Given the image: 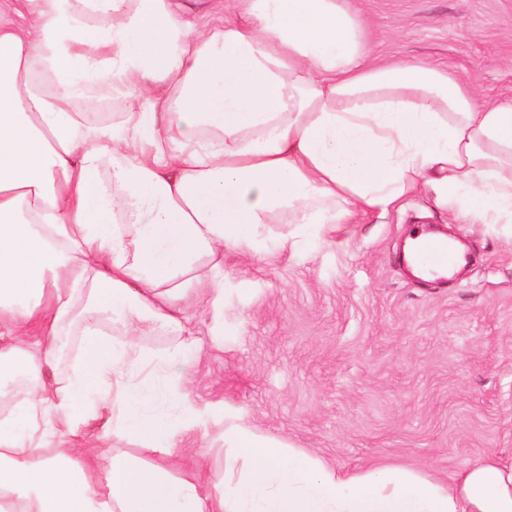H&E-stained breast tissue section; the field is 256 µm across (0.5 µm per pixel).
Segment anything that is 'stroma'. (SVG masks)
Wrapping results in <instances>:
<instances>
[{"instance_id":"35a3bbf8","label":"stroma","mask_w":512,"mask_h":512,"mask_svg":"<svg viewBox=\"0 0 512 512\" xmlns=\"http://www.w3.org/2000/svg\"><path fill=\"white\" fill-rule=\"evenodd\" d=\"M377 63L448 69L480 100L512 98V0H349ZM446 228L472 263L452 282L398 261L409 228ZM184 335L142 336L158 353L204 339L184 367L206 416L203 456L171 466L223 484L238 474L224 433L242 425L320 462L447 478L512 455V234L453 224L430 194L384 216L356 213L268 261L224 253V306L182 304ZM223 331L217 345L209 337Z\"/></svg>"}]
</instances>
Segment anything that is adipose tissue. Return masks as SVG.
<instances>
[{
    "label": "adipose tissue",
    "mask_w": 512,
    "mask_h": 512,
    "mask_svg": "<svg viewBox=\"0 0 512 512\" xmlns=\"http://www.w3.org/2000/svg\"><path fill=\"white\" fill-rule=\"evenodd\" d=\"M243 3L198 29L187 0H0V380H28L0 387V512H512L497 453L441 481L236 427L227 491L77 447L100 416V441L166 459L206 441L181 350L137 337L184 333L188 293L222 306L225 250H292L423 192L512 232V100L369 61L345 0Z\"/></svg>",
    "instance_id": "1"
}]
</instances>
